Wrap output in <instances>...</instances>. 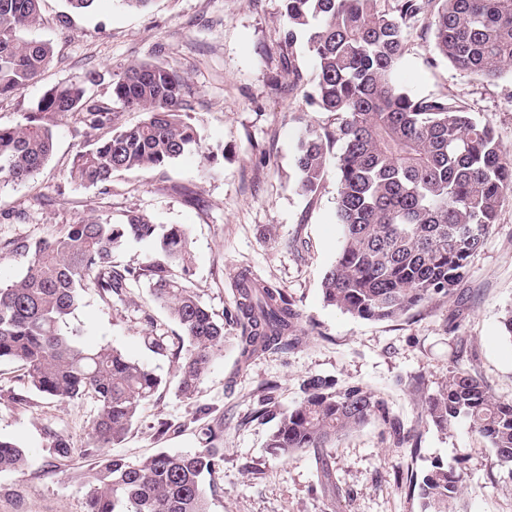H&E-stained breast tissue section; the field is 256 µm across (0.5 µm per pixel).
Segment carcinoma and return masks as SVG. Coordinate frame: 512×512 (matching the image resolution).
Here are the masks:
<instances>
[{"mask_svg":"<svg viewBox=\"0 0 512 512\" xmlns=\"http://www.w3.org/2000/svg\"><path fill=\"white\" fill-rule=\"evenodd\" d=\"M42 0H0V98L36 81L51 63V42L29 37L40 25ZM284 42L306 40L318 70L317 105L336 113L333 131L311 128L299 141L294 182L314 194L326 174L329 146L336 161V219L342 240L322 279L324 301L363 320H393L438 298L452 296L469 273L471 257L512 193V162L502 158L490 124L465 103L446 96L417 97L400 88L396 75L405 36L430 14L437 55L486 80L512 74V0H282ZM104 76L96 70L47 89L14 126H0V185L21 184L39 171L53 150L49 121L84 115L98 131L113 122L91 95ZM112 99L142 119L97 135L74 158L69 176L81 186H104L120 171L163 167L187 153L208 163L218 153L203 147L191 122L187 78L170 65L141 62L112 76ZM130 239L156 246L159 259L137 269H118L112 255ZM29 256L16 280L0 283V361L21 363L31 389L52 399L89 395L97 403L91 442L97 457L86 493V512H208L203 476L222 461L213 446L185 454L160 452L130 462L104 449L122 442L141 407L162 384L152 370L109 345L87 348L68 320L92 286L107 299L123 300L131 283L151 281L154 301L180 326L186 349L178 390L191 398L233 334L241 360L303 344L302 313L283 288L244 270L231 283L233 304L214 318L189 280L188 229L162 231L143 216L113 224L89 217L56 237L17 241ZM422 411L440 430L466 420L512 465V400L494 397L481 379L454 370ZM276 420L267 447L285 457L311 456L317 484L332 480L323 449L341 434L379 421L397 443L409 441L388 403L359 383L311 376L289 410H265ZM50 455L67 459L69 440L47 430ZM27 456L0 438V472L18 471ZM462 472L436 461L413 483L423 512H449Z\"/></svg>","mask_w":512,"mask_h":512,"instance_id":"obj_1","label":"carcinoma"}]
</instances>
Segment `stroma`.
I'll use <instances>...</instances> for the list:
<instances>
[{"label":"stroma","instance_id":"1","mask_svg":"<svg viewBox=\"0 0 512 512\" xmlns=\"http://www.w3.org/2000/svg\"><path fill=\"white\" fill-rule=\"evenodd\" d=\"M38 38L55 54L38 81L0 99V125L13 126L48 87L89 69L104 78L92 89L100 105L127 126L140 115L113 101L109 78L144 61L173 65L192 89V119L208 146L222 147L215 164L187 155L172 165L113 176L107 188L69 177L74 157L90 142L82 115L52 119L53 152L28 182L0 188V281L23 272L27 257L11 242L59 234L89 216L115 224L137 212L160 226L190 234L191 286L216 316L230 307V282L243 269L284 288L301 310L306 340L288 352H267L240 364L226 339L192 398L177 391L180 361L173 350L182 332L152 299L147 279L124 300L104 301L88 289L71 318L89 345H111L163 380L125 440L109 453L129 460L205 447V431L221 427L224 463L209 482V512H422L411 476L432 462L463 470L450 512H512V468L501 465L468 422L440 431L421 414V398L449 371L476 373L496 397L512 400V338L502 320L512 310V195L474 255L466 280L450 298L391 321L362 320L327 305L321 279L336 257V167L317 194L293 182L296 146L312 127L335 128L334 113L309 99L316 62L304 44L282 39V0H154L135 11L103 0L89 13H68L63 0H42ZM398 82L410 92L448 96L468 104L494 128L512 160V77L486 82L457 70L433 50L428 18L407 34ZM161 336L170 354L154 353ZM320 375L356 382L388 402L417 451L397 446L385 426L371 423L336 439L327 454L334 492L315 486L308 455H276L266 442L274 423L258 411H285L301 384ZM24 393L27 403L9 401ZM96 403L58 401L29 390L20 364L0 362V436L27 453L18 472H0V512H85L94 458L84 456ZM168 432H160V423ZM75 449L60 461L47 451L48 431Z\"/></svg>","mask_w":512,"mask_h":512}]
</instances>
